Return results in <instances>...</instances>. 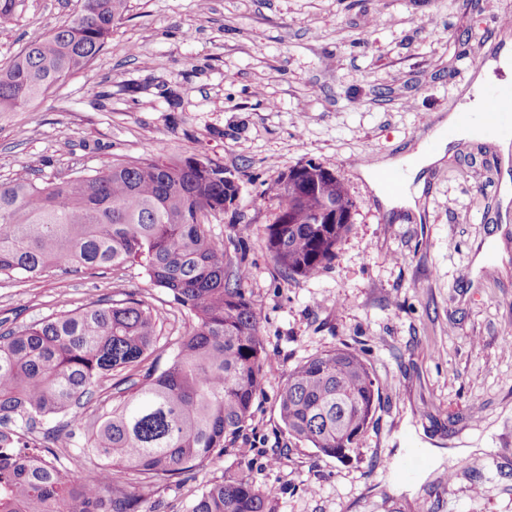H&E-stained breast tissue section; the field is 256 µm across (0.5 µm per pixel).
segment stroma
Returning a JSON list of instances; mask_svg holds the SVG:
<instances>
[{"instance_id": "stroma-1", "label": "stroma", "mask_w": 512, "mask_h": 512, "mask_svg": "<svg viewBox=\"0 0 512 512\" xmlns=\"http://www.w3.org/2000/svg\"><path fill=\"white\" fill-rule=\"evenodd\" d=\"M79 0H18L0 67ZM512 0H131L99 56L32 107L0 113V180L51 182L117 158L205 156L242 179L260 335L278 368L234 446L189 478L147 485L143 512H188L203 489L249 470L270 512H512V209L502 156L471 143L427 174L418 211H385L353 158L417 144L497 37ZM313 162L354 203L336 256L282 278L266 248L281 174ZM494 239L504 259L475 261ZM132 294L162 320L149 364L165 368L190 319L143 268L0 279V323L20 326ZM358 351L381 402L357 452L339 460L291 439L278 412L298 362ZM51 417L25 436L74 478L99 467ZM247 449L240 457L239 449ZM419 451L426 464L400 475Z\"/></svg>"}]
</instances>
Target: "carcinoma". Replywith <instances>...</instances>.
Here are the masks:
<instances>
[{"label":"carcinoma","mask_w":512,"mask_h":512,"mask_svg":"<svg viewBox=\"0 0 512 512\" xmlns=\"http://www.w3.org/2000/svg\"><path fill=\"white\" fill-rule=\"evenodd\" d=\"M0 69V112L31 106L86 68L124 19L129 0H81ZM203 156L116 159L93 175L37 184L0 182V277L56 268L100 275L133 266L193 321L167 367L140 370L155 350L158 311L132 295L101 299L0 332V512H142L122 471L154 481L186 476L224 453L252 416L272 357L246 273L244 230L229 253L204 218L237 210L240 184ZM266 248L279 273L310 278L335 256L353 202L334 174L309 162L283 174ZM291 223H280L281 216ZM105 380L112 408L85 423L82 451L107 474L75 481L48 446L19 432L84 405ZM380 404L379 386L349 348L288 370L279 415L288 436L322 455L354 452ZM190 512H268L248 471L213 483Z\"/></svg>","instance_id":"cac0c4a2"}]
</instances>
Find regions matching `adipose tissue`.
Wrapping results in <instances>:
<instances>
[{
  "mask_svg": "<svg viewBox=\"0 0 512 512\" xmlns=\"http://www.w3.org/2000/svg\"><path fill=\"white\" fill-rule=\"evenodd\" d=\"M512 72V32L502 31L496 40L493 51L480 62L477 69L470 72L466 82L460 85L457 94L460 98L456 110L441 119L426 135V140L435 143L432 151L422 147L409 148L399 157H383L372 164L360 167L359 173L371 190L377 191L379 199L386 210L416 208L425 186L426 175L433 166L441 165L453 142L488 141L492 135L479 123H461L460 110L480 111L484 104V93L494 81L496 73ZM455 128L454 138H447L448 128ZM398 170L404 174L403 188L392 194L382 193L377 175L386 170Z\"/></svg>",
  "mask_w": 512,
  "mask_h": 512,
  "instance_id": "ef3b65f1",
  "label": "adipose tissue"
}]
</instances>
